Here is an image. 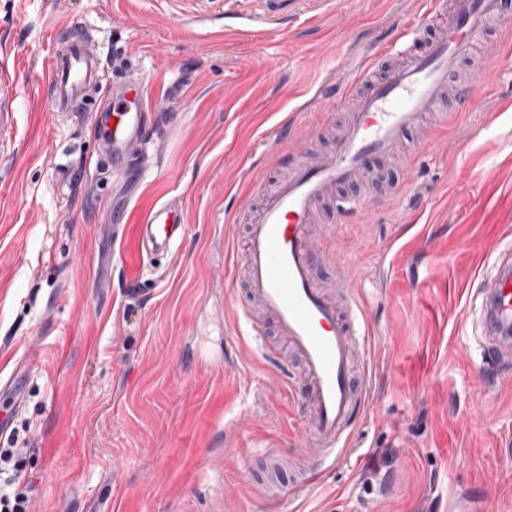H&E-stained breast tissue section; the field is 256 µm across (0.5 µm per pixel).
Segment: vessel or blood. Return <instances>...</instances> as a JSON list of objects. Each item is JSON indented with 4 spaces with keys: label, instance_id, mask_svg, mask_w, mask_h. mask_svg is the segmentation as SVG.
Returning a JSON list of instances; mask_svg holds the SVG:
<instances>
[{
    "label": "vessel or blood",
    "instance_id": "vessel-or-blood-1",
    "mask_svg": "<svg viewBox=\"0 0 512 512\" xmlns=\"http://www.w3.org/2000/svg\"><path fill=\"white\" fill-rule=\"evenodd\" d=\"M505 0H446L435 25L423 27L419 17L399 20L400 38L414 42L397 61L389 47L354 61L347 79L337 81L335 94H314L301 109L326 124L336 104H349V118L331 151L313 155L295 139L296 128L279 125L273 152L289 159L286 174L263 189L259 171L243 179L260 190L261 202L247 224L246 294L243 309L253 335L264 336L272 321L283 348H265L266 357L287 350L300 363L289 390L304 389L309 429L304 446L319 456L302 472L309 488L329 479L336 460L351 446L354 423L372 407L368 377L358 369L370 365L367 314L353 281L343 272L345 256H337L332 287L316 281L311 255L325 236L320 227L322 205L344 184L368 173L370 158H391L406 135L421 131L418 151L429 148L428 118L447 126L449 111L469 112L478 100L476 85L488 84V59L479 57L478 42L493 24L507 22ZM45 82L39 95L47 111L63 112L73 121L93 113L95 131L107 142V162L114 181H123L129 167L127 146L147 140L151 102L145 88L114 81L99 56L88 48L80 23L71 21L52 34ZM9 65L0 56V121L13 114ZM185 231L181 206L166 201L154 206L136 226L138 264L170 254ZM483 352L499 366L512 364V248L499 251L495 271L476 289Z\"/></svg>",
    "mask_w": 512,
    "mask_h": 512
}]
</instances>
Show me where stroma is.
I'll use <instances>...</instances> for the list:
<instances>
[{
  "mask_svg": "<svg viewBox=\"0 0 512 512\" xmlns=\"http://www.w3.org/2000/svg\"><path fill=\"white\" fill-rule=\"evenodd\" d=\"M269 16L264 0H239ZM404 0H284L267 34L224 16V0H0V53L17 61L11 146L0 157V373L36 362L23 405L0 393L21 447V479L0 494L30 512H512V367L483 371L474 291L512 246V30L484 105L434 128L411 169L372 161L369 198L337 241L374 336V408L328 485L279 496L247 473L293 451L304 398L250 336L225 275L244 249L255 193L240 183L279 121L329 70L376 44ZM80 22L88 47L125 84L158 98L145 163L115 191L89 122L44 111L37 87L51 32ZM176 199L188 229L169 258L138 268L112 250V213L137 223ZM395 266L377 262L393 239Z\"/></svg>",
  "mask_w": 512,
  "mask_h": 512,
  "instance_id": "1",
  "label": "stroma"
}]
</instances>
